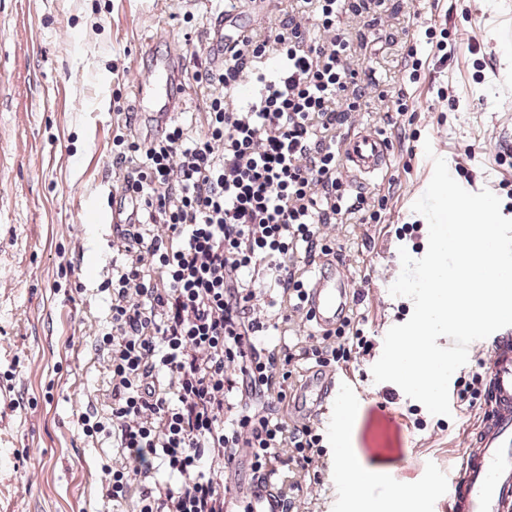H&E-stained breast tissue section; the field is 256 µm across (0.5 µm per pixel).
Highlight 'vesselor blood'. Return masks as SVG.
<instances>
[{
	"instance_id": "vessel-or-blood-1",
	"label": "vessel or blood",
	"mask_w": 512,
	"mask_h": 512,
	"mask_svg": "<svg viewBox=\"0 0 512 512\" xmlns=\"http://www.w3.org/2000/svg\"><path fill=\"white\" fill-rule=\"evenodd\" d=\"M253 23L240 0H232L211 14L205 23L204 53L209 70L219 73L241 43L250 37ZM189 72L183 61L166 60L149 71L145 81L132 90L130 112L144 109L149 91L159 93L153 112L156 133L184 112ZM352 180L366 184L391 166L392 145L377 131H363L344 143ZM139 204L123 191L112 192V221L133 224ZM306 308L315 325L324 332L335 330L355 310V295L346 275V263L339 253L319 257L307 280ZM490 372L482 407L476 417L470 443L448 475V512H512V328L506 327L488 338ZM359 390L352 377L334 372L306 371L290 407L296 419L324 413L329 405L344 409L355 404ZM247 493L254 512H279L268 483L253 481Z\"/></svg>"
}]
</instances>
